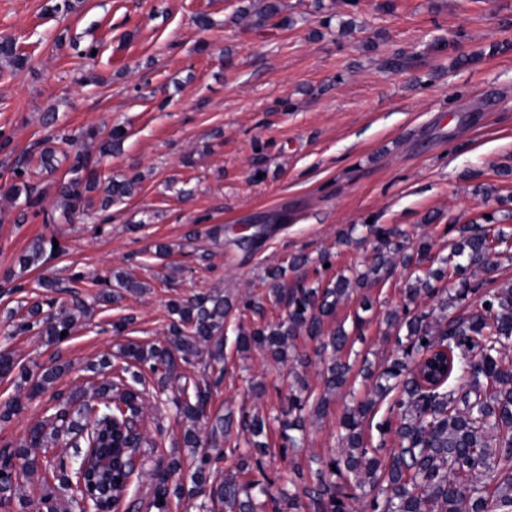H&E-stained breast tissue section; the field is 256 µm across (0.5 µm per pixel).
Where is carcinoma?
Wrapping results in <instances>:
<instances>
[{"label":"carcinoma","mask_w":512,"mask_h":512,"mask_svg":"<svg viewBox=\"0 0 512 512\" xmlns=\"http://www.w3.org/2000/svg\"><path fill=\"white\" fill-rule=\"evenodd\" d=\"M280 11V0H264L257 10H240V17L261 27ZM24 62L12 40H0V64L21 67ZM124 137L123 129L114 128L95 149V139L82 133L62 138L73 158L68 178L57 190L54 211L58 215L51 219L70 222L85 205L87 194L98 190L103 209L132 194L134 182L130 180H112L102 187L97 179L99 159L112 154ZM24 164L25 160H17L14 177L21 183L12 184L8 195H25L26 206L35 209L40 207L41 196L23 180ZM365 228L377 242L366 271L341 274L325 285L320 279L299 278L290 286L285 268H271L266 278L275 303L286 309L285 316L254 327L236 324L235 344L241 353L261 349L274 361L285 363L294 341L306 336L316 343L315 355L326 358L324 395L312 398L308 384L300 380L298 387L290 388L280 415L275 417L290 447L296 448L299 440L291 432L303 430L305 414H324L329 396L350 381L352 366L340 353L364 341L365 318L356 316L353 338L342 324L329 327L330 318L343 301L379 279L381 272L396 264L407 272V301L386 317L388 327L403 330L405 335L398 339L397 353L381 366L374 396L346 407L340 423L339 454L321 462L301 493L288 497L285 510L265 484L270 419L257 411L239 412L240 437L229 449L236 460L235 469L218 481L211 470L209 449L228 436L233 416L208 415L210 383L178 385L166 401L173 405L178 421L190 423L183 440L191 449L194 464L185 467L172 459L164 471L153 474L155 489L148 507L154 512H170L174 498L196 501L197 512H294L302 507L308 512H351L350 502L359 498L367 500L370 512H512V284L484 289L471 281L476 271L498 266V258L504 255L512 261V251L490 249L485 230L478 224L458 227V238L446 256L432 253L433 244L425 238L406 247L396 241L401 236L398 230L377 224ZM46 249L45 240H34L19 265L24 269L39 265ZM442 280L453 283L446 295L435 286ZM475 294V307L448 313V308ZM425 298L437 301L439 311L418 310V302ZM231 308L219 290L174 301L168 307L171 321L164 340L148 346L128 343L121 348L126 366L119 368L113 379L102 383L89 380L87 386L66 396L54 394L52 413L33 423L15 447L0 450V499L9 500L10 493L36 477L45 489L40 499L44 512H59L60 493L68 496L69 512H79L81 484L86 477L76 465L46 464L44 456L54 453L66 437L78 463L87 456L84 449L102 445L112 429H122L124 418L138 419L137 385L144 380L146 369L158 376L164 391L168 382L182 378V365L205 354L219 365L217 380H223L224 330ZM89 312L86 304L78 302L43 316L40 306L33 305L16 332L36 328L48 342L61 343L65 341L61 333L71 336ZM435 346L448 348L452 367L447 378L424 386L414 368ZM66 370L68 365L55 364L35 373L19 364L10 350L0 351V375L18 372L27 400L46 393ZM453 381L460 385L452 386ZM394 391L398 392L397 417L378 428L382 435L394 439L395 446L385 451L371 448L364 437V421L376 399ZM25 408L26 400L19 396L1 403L0 421H11ZM202 419L209 421L205 444L195 431Z\"/></svg>","instance_id":"obj_1"}]
</instances>
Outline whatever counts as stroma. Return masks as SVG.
<instances>
[{"label": "stroma", "instance_id": "35a3bbf8", "mask_svg": "<svg viewBox=\"0 0 512 512\" xmlns=\"http://www.w3.org/2000/svg\"><path fill=\"white\" fill-rule=\"evenodd\" d=\"M0 0V38H12L27 58L19 70L0 66V188L12 167L49 129L127 132L120 150L98 165L101 182L136 180L131 197L106 211L92 207L71 223L48 220L55 172L30 166L43 193V212L0 197V349L25 364H69L55 391L84 385L88 364L121 365L126 341L154 343L167 335L170 300L221 290L233 304L229 324L279 317L267 302L268 268L308 256L317 267L329 253V276L366 269L373 222L426 238L448 254L452 226L512 209V0H281L261 28L238 11L249 0ZM458 40L457 49L439 43ZM95 46L97 53L84 50ZM481 59H474L475 51ZM400 70L387 67L390 59ZM492 195H485V188ZM223 226L211 237L214 226ZM351 232L353 241L341 243ZM38 238L57 252L21 270L19 256ZM166 246L157 256V246ZM76 287L53 292L40 278ZM130 274L144 289L112 304L96 302V279ZM408 286L395 269L353 294L336 310L352 325L362 297L374 308L365 340L353 351L372 363L395 354L397 337L384 318L402 306ZM91 306L69 339L48 343L37 332L14 335L26 307L40 302ZM264 303L263 314L242 302ZM126 321L123 335L112 325ZM226 374L212 412L248 407L277 416L297 379L325 390L324 366L278 363L260 351L241 355L224 343ZM142 428L154 448L140 456V478L129 500L150 499L149 474L172 456L192 465L184 423L156 411V377H147ZM367 394L363 379L331 397L325 416L307 415L299 448L282 451L272 427L265 460L273 493L296 492L316 460L337 453L350 390Z\"/></svg>", "mask_w": 512, "mask_h": 512}]
</instances>
